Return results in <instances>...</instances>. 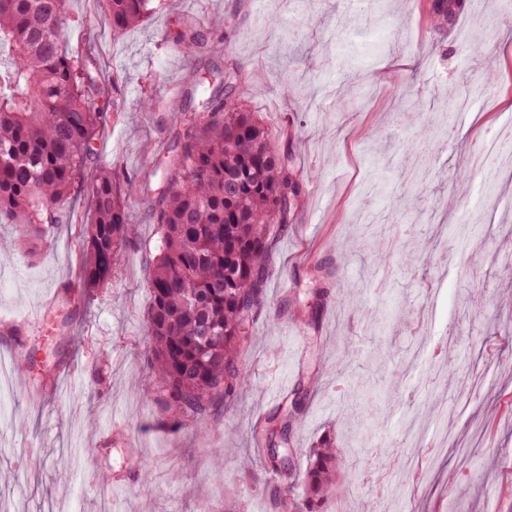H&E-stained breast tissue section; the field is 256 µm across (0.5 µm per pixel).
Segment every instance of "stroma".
Wrapping results in <instances>:
<instances>
[{"instance_id": "1", "label": "stroma", "mask_w": 512, "mask_h": 512, "mask_svg": "<svg viewBox=\"0 0 512 512\" xmlns=\"http://www.w3.org/2000/svg\"><path fill=\"white\" fill-rule=\"evenodd\" d=\"M139 26L116 33L103 0H67L65 45L98 89L106 114L92 144L98 163L137 189H164L163 164L203 85L237 66L238 103L279 141L295 137L304 192L278 238L265 305L244 329L251 384L208 435L160 428L145 336L150 262L158 227L139 197L135 235L103 287L70 298L80 274L78 232L91 219L87 190L59 223L43 227L37 255L0 253V350L30 354L28 372L1 397L11 424L0 436V498L16 512H277L275 474L260 463L269 416L299 378L306 408L294 426L295 467L335 434L358 453L340 461L347 506L380 512H512V172L491 182L470 168L481 142L512 116V6L465 0L456 24L432 28L426 0H386L373 24L368 0H312L298 35L284 29L298 0H153ZM492 23L469 28L473 14ZM279 26H265L269 16ZM224 19L221 53L188 56L187 29ZM367 65L375 94L352 107L338 92L348 54ZM295 80L285 92V77ZM492 81L493 98L452 111L435 143V177L416 209L378 240V269L351 219L364 182L405 189L412 123L396 124L391 93L412 84L434 110L448 84ZM144 112H136L140 102ZM465 187H458L460 169ZM454 358L455 376L437 377ZM364 385L376 423L361 434L336 407ZM224 454L212 466V450Z\"/></svg>"}]
</instances>
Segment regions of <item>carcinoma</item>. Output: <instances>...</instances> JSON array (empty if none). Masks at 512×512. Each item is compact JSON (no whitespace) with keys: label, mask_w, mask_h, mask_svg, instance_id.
I'll return each instance as SVG.
<instances>
[{"label":"carcinoma","mask_w":512,"mask_h":512,"mask_svg":"<svg viewBox=\"0 0 512 512\" xmlns=\"http://www.w3.org/2000/svg\"><path fill=\"white\" fill-rule=\"evenodd\" d=\"M152 0H105L112 31L138 26ZM66 0H0V224H13L19 242L39 239L44 224L57 223L87 164L91 142L103 123L95 110L92 84L64 49ZM462 0H435L430 19L451 25ZM194 32L185 38L190 56L208 45ZM224 89L211 90L202 113L183 123L163 178L168 189L142 198L160 229L158 256L148 281L149 370L159 388L156 403L175 426L208 429L250 382L241 363V334L263 309L272 271L274 231L294 223L302 182L293 139L270 138L253 113L236 103L239 69H224ZM395 96L406 113L422 115L424 103L399 85ZM440 129L420 120L409 153L419 176L413 188L385 194L387 216L416 206L427 157L415 154ZM133 183L112 167H101L89 184L90 223L80 229V287L107 282L131 243L128 199ZM296 398L269 418L276 438L263 456L264 469L280 476L275 503L283 512H332L346 495L336 481L339 448L324 437L309 451L305 470H292L291 426L304 412Z\"/></svg>","instance_id":"1"}]
</instances>
